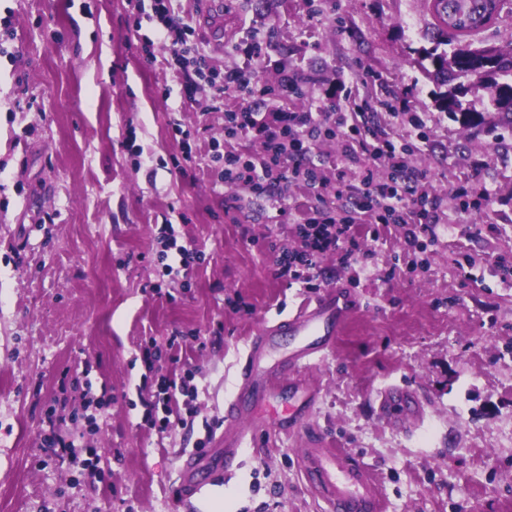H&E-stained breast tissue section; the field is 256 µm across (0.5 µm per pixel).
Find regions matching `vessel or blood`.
<instances>
[{
	"label": "vessel or blood",
	"instance_id": "1",
	"mask_svg": "<svg viewBox=\"0 0 512 512\" xmlns=\"http://www.w3.org/2000/svg\"><path fill=\"white\" fill-rule=\"evenodd\" d=\"M360 306L361 299L352 290L336 287L257 330L240 369L238 390L224 405L223 448L213 454L190 455L183 463L189 493H202L212 475L231 470L241 449L258 445L270 428L292 435L308 423L318 390L300 371L332 350ZM415 410L406 387L391 385L382 391L379 412L385 418L399 421ZM301 463L329 512H383L376 479L349 453L318 441L303 449Z\"/></svg>",
	"mask_w": 512,
	"mask_h": 512
}]
</instances>
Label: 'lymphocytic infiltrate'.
<instances>
[{
	"instance_id": "f902f5d3",
	"label": "lymphocytic infiltrate",
	"mask_w": 512,
	"mask_h": 512,
	"mask_svg": "<svg viewBox=\"0 0 512 512\" xmlns=\"http://www.w3.org/2000/svg\"><path fill=\"white\" fill-rule=\"evenodd\" d=\"M154 12L159 21L155 37L169 46L182 86L209 90L217 98L232 92L236 103L224 112V136L243 135L256 145L245 155L225 151L221 182L243 185L261 195L286 180L306 189L313 210L323 215L319 221L295 222L302 247L276 256L280 276L311 284L319 256L335 253L341 262H348L361 237L377 240L394 229L402 232L403 265L414 269L418 252L437 240L441 218L428 174L408 167L409 139L394 136L383 119L384 113L394 110L393 102L349 93L317 112L260 111L250 70L235 67L218 72L210 53L192 40L191 27L176 17L172 0H154ZM324 136L335 139L340 150L341 164L332 178L310 160ZM382 166L387 176L379 175ZM330 198L349 204L352 218L325 216ZM196 393L189 378L176 381L161 376L157 392L141 399L146 423L157 432H167L177 395Z\"/></svg>"
}]
</instances>
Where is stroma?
I'll list each match as a JSON object with an SVG mask.
<instances>
[{"instance_id":"35a3bbf8","label":"stroma","mask_w":512,"mask_h":512,"mask_svg":"<svg viewBox=\"0 0 512 512\" xmlns=\"http://www.w3.org/2000/svg\"><path fill=\"white\" fill-rule=\"evenodd\" d=\"M223 2L218 35L201 22L211 0L174 8L218 68L250 67L269 109L330 106L356 78L369 96L405 99L389 124L425 135L409 164L432 180L439 239L411 273L388 276L392 235L364 241L366 268L321 258L315 287L277 277L306 193L219 182L208 151L224 112L189 100L169 48L145 45L152 0H0V40L16 52L0 55V512H328L300 461L318 436L373 473L384 512H512V132L439 109L420 66L434 23L422 0ZM288 76L303 97L288 96ZM472 179L490 191L478 213L451 193ZM168 224L200 252L190 280L163 271ZM339 285L363 306L303 371L320 390L309 427L267 434L215 493L185 495L182 462L217 447L250 337ZM149 340L163 373L197 388L185 424L162 434L137 394ZM87 360L86 383L62 386ZM391 384L419 401L398 426L378 411ZM88 396L108 400L93 423L79 415ZM51 410L53 431L95 449L99 478L46 446Z\"/></svg>"}]
</instances>
